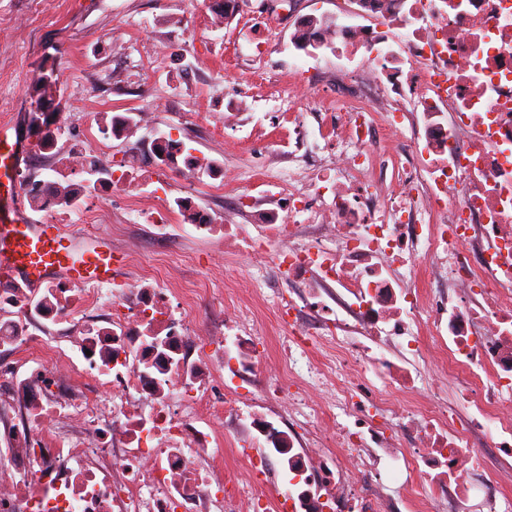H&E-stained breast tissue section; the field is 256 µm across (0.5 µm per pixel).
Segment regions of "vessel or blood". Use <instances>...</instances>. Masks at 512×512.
Wrapping results in <instances>:
<instances>
[{"mask_svg":"<svg viewBox=\"0 0 512 512\" xmlns=\"http://www.w3.org/2000/svg\"><path fill=\"white\" fill-rule=\"evenodd\" d=\"M28 151L8 125L0 126V280L18 279L38 288L56 279L76 285L120 279L125 257L111 240L66 232L19 207V171Z\"/></svg>","mask_w":512,"mask_h":512,"instance_id":"obj_1","label":"vessel or blood"}]
</instances>
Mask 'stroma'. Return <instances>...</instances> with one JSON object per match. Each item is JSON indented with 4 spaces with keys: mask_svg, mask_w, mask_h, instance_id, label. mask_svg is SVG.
I'll use <instances>...</instances> for the list:
<instances>
[{
    "mask_svg": "<svg viewBox=\"0 0 512 512\" xmlns=\"http://www.w3.org/2000/svg\"><path fill=\"white\" fill-rule=\"evenodd\" d=\"M214 0H0V124L10 123L19 140L31 143L20 179L57 180L85 194L84 166L124 162L125 184L98 186L93 220L86 206L49 209L23 193L26 213L80 233L96 223L127 255L128 276L155 267L161 285L206 288L243 309L271 348L282 332L254 257L196 231L177 197L209 213L216 224L288 221V170L304 172L308 146L327 148L335 132L329 115L347 99L336 79L366 66L368 52L351 56L323 47L299 51L293 35L310 18L334 19L351 0H238L233 16L212 23ZM55 82L50 104L37 87ZM153 110L151 126L135 137L103 136V117H139ZM63 116L53 150L42 153L36 113ZM185 144L193 157L213 162L218 175L161 165L153 153L160 135ZM82 153L84 163L68 164ZM162 224L165 234L146 228ZM123 225L126 239L113 236ZM202 301L203 322L219 323L222 309Z\"/></svg>",
    "mask_w": 512,
    "mask_h": 512,
    "instance_id": "obj_1",
    "label": "stroma"
}]
</instances>
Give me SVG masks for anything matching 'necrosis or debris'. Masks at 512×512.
I'll use <instances>...</instances> for the list:
<instances>
[{
  "label": "necrosis or debris",
  "mask_w": 512,
  "mask_h": 512,
  "mask_svg": "<svg viewBox=\"0 0 512 512\" xmlns=\"http://www.w3.org/2000/svg\"><path fill=\"white\" fill-rule=\"evenodd\" d=\"M389 18L423 107L399 153L424 176L391 190L373 113L347 109L272 249L223 227L289 286L277 356L231 306L196 335L193 291L0 287V348L37 362L0 364V512H512L484 468L512 462V0H397Z\"/></svg>",
  "instance_id": "obj_1"
}]
</instances>
